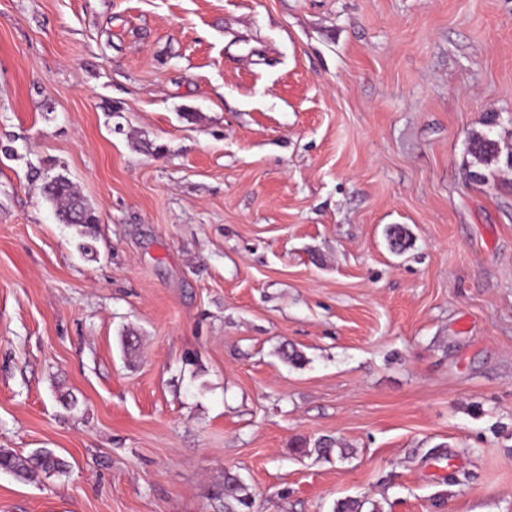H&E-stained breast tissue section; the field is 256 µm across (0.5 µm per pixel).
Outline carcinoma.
<instances>
[{"label": "carcinoma", "mask_w": 512, "mask_h": 512, "mask_svg": "<svg viewBox=\"0 0 512 512\" xmlns=\"http://www.w3.org/2000/svg\"><path fill=\"white\" fill-rule=\"evenodd\" d=\"M495 118L486 122L489 130L471 134L468 139V152L479 162H488L499 157L498 141L493 138L490 127ZM46 198L56 206V214L63 224L79 229L83 242L79 244L81 253L92 258L96 255V225L98 215L75 190L72 183L63 176H57L44 185ZM0 471L8 472L25 481H34L39 475H66L70 471L69 461L49 449L37 450L27 456L0 449ZM217 496L224 499V512H245L252 506L243 483L234 476L224 478Z\"/></svg>", "instance_id": "carcinoma-1"}]
</instances>
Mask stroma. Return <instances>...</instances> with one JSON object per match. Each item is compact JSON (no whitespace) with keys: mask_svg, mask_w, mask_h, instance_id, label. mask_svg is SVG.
Instances as JSON below:
<instances>
[{"mask_svg":"<svg viewBox=\"0 0 512 512\" xmlns=\"http://www.w3.org/2000/svg\"><path fill=\"white\" fill-rule=\"evenodd\" d=\"M490 115L511 151L512 0H0V449L72 464L0 512H512ZM495 123V118L490 117L485 123L487 132L472 133L468 139V152L479 162H488L499 157L498 141L493 138L491 130ZM46 198L56 206V214L63 224L79 228V235L84 239L79 244L81 253L94 258L96 249V225L98 215L75 190L72 183L63 176H57L44 185ZM217 496L224 499V512H245L244 509H249L252 506L245 486L234 476L224 478V484Z\"/></svg>","mask_w":512,"mask_h":512,"instance_id":"stroma-1","label":"stroma"}]
</instances>
